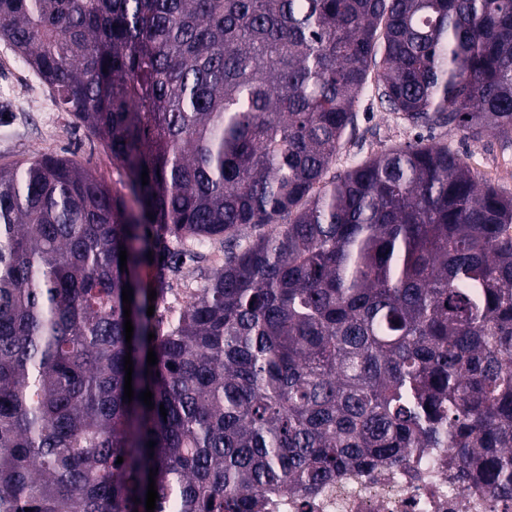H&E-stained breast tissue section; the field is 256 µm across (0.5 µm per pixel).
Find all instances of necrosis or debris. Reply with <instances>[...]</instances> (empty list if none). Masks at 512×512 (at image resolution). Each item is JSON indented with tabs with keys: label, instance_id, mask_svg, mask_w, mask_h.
I'll use <instances>...</instances> for the list:
<instances>
[{
	"label": "necrosis or debris",
	"instance_id": "obj_1",
	"mask_svg": "<svg viewBox=\"0 0 512 512\" xmlns=\"http://www.w3.org/2000/svg\"><path fill=\"white\" fill-rule=\"evenodd\" d=\"M448 451L410 453L398 468L375 467L302 497L261 496L255 512H512V499L489 502L448 476Z\"/></svg>",
	"mask_w": 512,
	"mask_h": 512
}]
</instances>
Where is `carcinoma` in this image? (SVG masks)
Returning <instances> with one entry per match:
<instances>
[{
  "mask_svg": "<svg viewBox=\"0 0 512 512\" xmlns=\"http://www.w3.org/2000/svg\"><path fill=\"white\" fill-rule=\"evenodd\" d=\"M0 39L134 203L0 166V512H146L151 469L154 512H242L432 448L512 499V196L440 141L329 175L370 85L511 140L512 0H0ZM148 226L224 245L151 326Z\"/></svg>",
  "mask_w": 512,
  "mask_h": 512,
  "instance_id": "obj_1",
  "label": "carcinoma"
}]
</instances>
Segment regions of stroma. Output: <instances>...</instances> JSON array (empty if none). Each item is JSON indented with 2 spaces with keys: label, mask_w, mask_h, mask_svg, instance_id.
<instances>
[{
  "label": "stroma",
  "mask_w": 512,
  "mask_h": 512,
  "mask_svg": "<svg viewBox=\"0 0 512 512\" xmlns=\"http://www.w3.org/2000/svg\"><path fill=\"white\" fill-rule=\"evenodd\" d=\"M355 110L356 129L347 135L334 173L383 149L416 141H443L463 155L480 178L512 195V142L495 138L474 142L447 126L429 131L411 127L400 115L382 107L370 91L360 98ZM35 152L68 155L107 182L119 180L105 145L72 116L61 112L48 87L0 41V164L25 159Z\"/></svg>",
  "instance_id": "35a3bbf8"
}]
</instances>
